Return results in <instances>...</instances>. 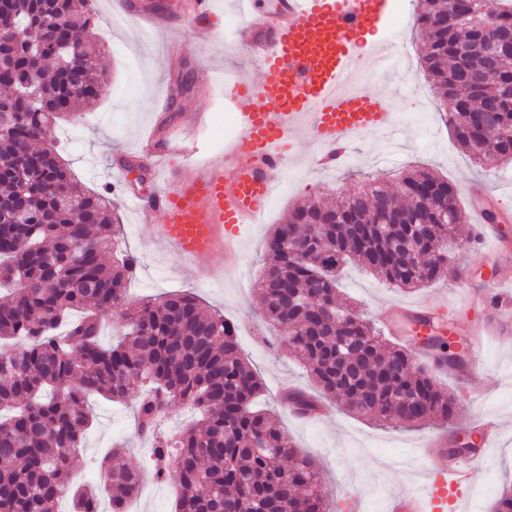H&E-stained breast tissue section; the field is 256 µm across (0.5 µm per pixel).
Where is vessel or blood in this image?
Returning a JSON list of instances; mask_svg holds the SVG:
<instances>
[{
  "instance_id": "vessel-or-blood-1",
  "label": "vessel or blood",
  "mask_w": 512,
  "mask_h": 512,
  "mask_svg": "<svg viewBox=\"0 0 512 512\" xmlns=\"http://www.w3.org/2000/svg\"><path fill=\"white\" fill-rule=\"evenodd\" d=\"M245 4L236 40L250 49L258 76L204 78L234 110L236 136L222 153L194 162V133L205 124L197 113L189 126L152 132L138 147L157 175L172 157L187 161L163 188L130 201L148 213L154 240L188 262L239 245L270 207L298 138L319 145L314 163L332 165L344 159L351 140L395 125L386 94L350 86L366 60L390 63L384 33L394 0H275L269 11L255 0ZM391 314L412 318L421 333L436 312L422 303ZM487 462L483 453L456 456L432 468L422 491L389 496L385 512H458Z\"/></svg>"
}]
</instances>
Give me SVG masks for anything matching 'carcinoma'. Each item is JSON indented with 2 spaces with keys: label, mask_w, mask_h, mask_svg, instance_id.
Here are the masks:
<instances>
[{
  "label": "carcinoma",
  "mask_w": 512,
  "mask_h": 512,
  "mask_svg": "<svg viewBox=\"0 0 512 512\" xmlns=\"http://www.w3.org/2000/svg\"><path fill=\"white\" fill-rule=\"evenodd\" d=\"M422 60L445 101L448 127L475 162L512 161V47L480 45L484 30H512V0H419ZM91 0H10L0 7V512H97V495L70 485L93 423L92 395L138 397L135 419L150 441L158 479L179 473L177 512H330L315 461L297 452L268 410L255 407L260 377L235 326L189 292L133 301L137 258L117 254L112 202L72 178L54 128L97 101L107 77ZM469 72L479 84L458 86ZM495 106L503 135L482 128ZM391 191L380 178L360 190L288 213L265 244L258 289L280 347L302 362L323 396L383 426L452 425L455 403L414 350L381 335L338 299L337 276L357 262L394 288L417 289L452 272L460 189L426 168ZM112 253V263H104ZM122 331L101 341L112 309ZM431 334L423 347L457 370L464 352ZM284 402L310 415L301 392ZM176 407L199 418L160 435ZM112 512H125L139 477L115 448L102 460Z\"/></svg>",
  "instance_id": "carcinoma-1"
}]
</instances>
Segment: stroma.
I'll use <instances>...</instances> for the list:
<instances>
[{"label":"stroma","instance_id":"1","mask_svg":"<svg viewBox=\"0 0 512 512\" xmlns=\"http://www.w3.org/2000/svg\"><path fill=\"white\" fill-rule=\"evenodd\" d=\"M113 2L97 0L95 6L108 82L98 103L84 111L80 121L64 122L56 128L55 140L75 177L90 188L107 190L120 213L125 246L139 261L129 285L130 297L137 300L185 290L235 322L241 349L264 385L259 407L279 417L284 435L299 452L316 457L330 497L361 494L359 512H384L389 495L417 490L425 463L412 459L409 452L423 440L443 438L451 445L462 438L471 440L475 434L470 425L476 416L497 418L501 433L488 449L491 469L481 479L486 492L479 499L467 495L463 505L465 512H490L502 486L512 482V308H485L477 295L496 280L512 291V234L497 249L477 250L470 202L464 198L460 201L462 234L456 252L460 276L441 279L412 293L388 287L354 263L342 279L341 297L357 300L381 328L386 327L392 306L426 300L443 305L454 315L480 320L479 347L467 351L465 366L483 386L484 400L469 403L455 377L441 369L436 372L437 381L456 402L455 428L450 432L440 427L384 428L329 402L313 419L291 414L280 403L285 389L297 387L315 396L319 388L303 365L280 349L282 331L264 320L255 286L265 239L289 208L353 191L369 175L393 184L401 172L426 167L460 188L480 186L491 195L497 210L512 213V163L480 165L459 147L444 120L445 107L421 62L412 21L396 27V43L407 55L405 64L385 71L371 63L366 71L375 90L397 92L396 110L401 118L396 131L361 136L350 145L345 162L334 168L313 166L309 145L300 143L297 160L283 174L261 223L240 244L237 260L227 261L219 253L189 263L152 240L148 214L127 201L135 175L126 162L133 159L137 143L152 126L176 123L184 114L199 111L210 115L208 128L198 134L203 154L223 151L225 138L233 133L235 115L222 97H207L200 73L228 69L245 77L256 76L257 67L246 50L234 44L240 21L238 0H216L224 17L222 32L214 36L188 24L167 31L143 30L135 18H114ZM204 40L210 41L211 48L201 56L193 46ZM184 78L190 81L189 89L182 91L179 99L167 100L168 83ZM135 405L132 398L121 404L93 401L94 423L72 478L78 484L99 488L98 512H112V504L102 492L109 478L100 462L113 443L120 442L140 480L137 496L127 505L129 512H174L176 476L156 478L148 445L137 429Z\"/></svg>","mask_w":512,"mask_h":512}]
</instances>
